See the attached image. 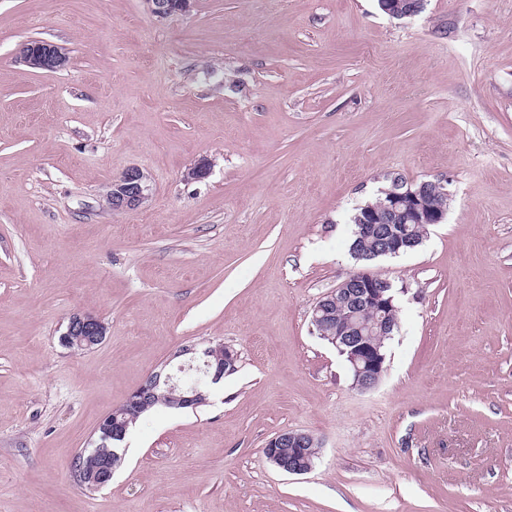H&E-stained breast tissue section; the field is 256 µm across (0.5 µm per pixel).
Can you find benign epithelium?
<instances>
[{"instance_id": "obj_1", "label": "benign epithelium", "mask_w": 512, "mask_h": 512, "mask_svg": "<svg viewBox=\"0 0 512 512\" xmlns=\"http://www.w3.org/2000/svg\"><path fill=\"white\" fill-rule=\"evenodd\" d=\"M154 17L163 22L170 17L189 10L191 0H146ZM423 0H382L381 7L392 17H410L418 14ZM22 60L29 67L56 71L66 68L69 64L68 53L58 45L43 41L27 45ZM445 192L441 181H426L420 185L405 182L399 178L392 180V188L386 191L387 198L379 210L369 211L363 223L355 231L358 243L353 253L362 256L361 248L368 242L375 241L376 256H398L407 253L417 246V241L408 236L405 224H439L445 213L432 210L428 199L432 195ZM152 195L150 180L144 171L131 166L112 182L111 206L117 212L132 211L140 208ZM390 281L378 273L359 270L349 274L333 291L326 294L314 306L311 324L321 331L332 327L333 336L329 341L336 347L340 355L348 362L355 388L366 391L375 388L381 381L385 371L386 357L373 340L377 334L387 335L393 329V323L385 320L383 315L396 309L395 295L390 293ZM349 303L351 313L346 319L336 320L331 324V304L336 297ZM364 310H370L379 319L364 329L358 323V316ZM107 327L97 316L89 313H73L68 317L65 331L61 334V343L69 346L73 342L91 348L100 344L106 336ZM205 350L197 345H185L175 350L153 372L137 390L131 393L129 402L137 407H147L157 396L160 388L173 392L178 385V375L188 368ZM236 355L224 357V365L212 366L211 362L203 361L205 373L211 381L217 382L224 375L235 370ZM182 407L194 409L207 402V394L198 385L183 389L176 396ZM314 437L305 432L288 431L271 439L265 445L267 457L281 472L288 475H303L312 470L307 446ZM292 448L295 455L288 464L279 458V449Z\"/></svg>"}]
</instances>
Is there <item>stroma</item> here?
<instances>
[{"instance_id":"35a3bbf8","label":"stroma","mask_w":512,"mask_h":512,"mask_svg":"<svg viewBox=\"0 0 512 512\" xmlns=\"http://www.w3.org/2000/svg\"><path fill=\"white\" fill-rule=\"evenodd\" d=\"M33 40L69 66H27ZM133 165L152 195L112 212ZM397 176L448 206L368 264L399 313L361 391L311 312ZM76 312L101 344H61ZM194 343L237 372L76 485L99 421ZM286 430L319 440L311 472L266 459ZM0 512H512V0H193L162 24L145 0H0ZM423 0H383L380 2L382 9L391 17H410L423 11ZM419 12V13H418Z\"/></svg>"}]
</instances>
